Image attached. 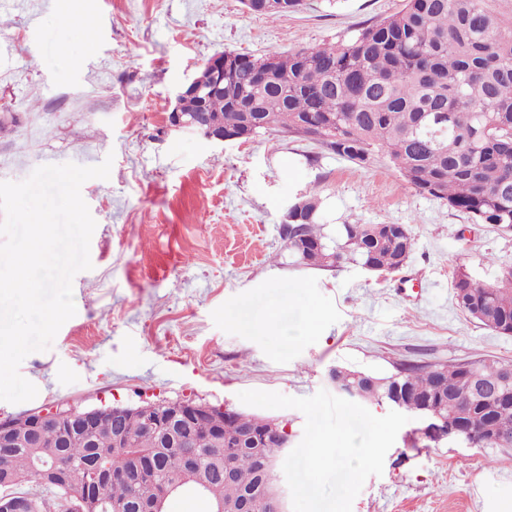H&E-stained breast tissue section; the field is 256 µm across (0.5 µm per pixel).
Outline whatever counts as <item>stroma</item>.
I'll use <instances>...</instances> for the list:
<instances>
[{
    "label": "stroma",
    "instance_id": "obj_1",
    "mask_svg": "<svg viewBox=\"0 0 512 512\" xmlns=\"http://www.w3.org/2000/svg\"><path fill=\"white\" fill-rule=\"evenodd\" d=\"M402 5L305 0L267 17L242 0H0V181L113 160L81 187L96 227L76 313L19 367L37 396L0 401V420L145 400L239 410L245 390L335 392L336 368L512 363V335L467 318L454 288L458 272L491 283L512 266V226L416 192L381 157L361 167L309 141L167 128L172 91L213 55L333 44ZM313 194L326 224L408 225L404 267L273 263L285 208ZM418 425L399 430L352 512H512V449L414 443Z\"/></svg>",
    "mask_w": 512,
    "mask_h": 512
}]
</instances>
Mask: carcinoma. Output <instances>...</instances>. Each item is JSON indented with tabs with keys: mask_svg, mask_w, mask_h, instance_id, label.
Wrapping results in <instances>:
<instances>
[{
	"mask_svg": "<svg viewBox=\"0 0 512 512\" xmlns=\"http://www.w3.org/2000/svg\"><path fill=\"white\" fill-rule=\"evenodd\" d=\"M261 0H244L253 13L275 16L298 10L302 0H283L264 8ZM501 0H404L397 13L358 29L352 38L322 47H302L262 57L226 52L233 68L224 94L185 110L204 112L230 133L256 121L262 135L275 132L317 143L330 154L365 166L385 157L418 192L444 200L479 224L512 225V10L498 9ZM299 242L283 249L291 264L311 269L352 263L394 268L398 241L386 224H342L331 232L320 223L317 199L304 200ZM455 297L466 316L493 330L512 323V267L494 283L461 272ZM512 365L495 360L471 364L408 366L378 378L336 369V387H351L360 402L392 404L418 415L421 407H459L447 426L453 437L475 448H512V388L469 402L464 399L469 374L477 371L491 383ZM103 427L90 444L87 437H61L44 428L28 438L27 419H14L15 439L0 446V495L7 490L31 496L34 512H59V502L81 495L85 465L93 448L110 449L112 467L134 471L147 458L160 462L134 482L115 481L99 489L112 512H131L128 504L152 502L159 485L186 472L194 455L201 494L182 497L201 501L206 512L239 501L262 484L261 461L278 454L274 444L285 437V423L237 411L224 412L225 452L203 428L169 444L138 414L103 409ZM119 431L125 446L112 449L110 434ZM233 476L224 477V461ZM66 473L62 489L40 483L39 463Z\"/></svg>",
	"mask_w": 512,
	"mask_h": 512,
	"instance_id": "1",
	"label": "carcinoma"
}]
</instances>
